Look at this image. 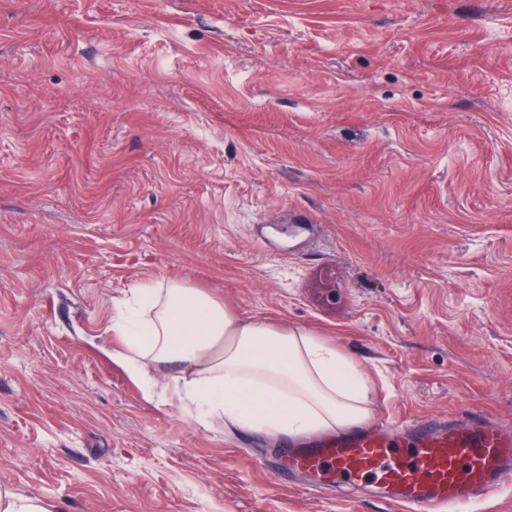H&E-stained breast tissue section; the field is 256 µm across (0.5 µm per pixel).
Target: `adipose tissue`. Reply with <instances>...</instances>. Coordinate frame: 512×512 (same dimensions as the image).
<instances>
[{
    "mask_svg": "<svg viewBox=\"0 0 512 512\" xmlns=\"http://www.w3.org/2000/svg\"><path fill=\"white\" fill-rule=\"evenodd\" d=\"M112 324L136 373L181 363L173 391L204 424L270 437L350 429L367 419L356 364L302 328L244 319L178 280L147 283Z\"/></svg>",
    "mask_w": 512,
    "mask_h": 512,
    "instance_id": "ef3b65f1",
    "label": "adipose tissue"
}]
</instances>
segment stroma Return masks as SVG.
Masks as SVG:
<instances>
[{"label": "stroma", "mask_w": 512, "mask_h": 512, "mask_svg": "<svg viewBox=\"0 0 512 512\" xmlns=\"http://www.w3.org/2000/svg\"><path fill=\"white\" fill-rule=\"evenodd\" d=\"M335 285L321 288L316 268ZM177 279L512 420V0H0V484L57 512H401L112 360Z\"/></svg>", "instance_id": "1"}]
</instances>
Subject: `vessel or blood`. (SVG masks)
<instances>
[{
  "mask_svg": "<svg viewBox=\"0 0 512 512\" xmlns=\"http://www.w3.org/2000/svg\"><path fill=\"white\" fill-rule=\"evenodd\" d=\"M307 491L370 485L405 512H466L512 486V422L469 410L451 418L387 415L347 434L282 451Z\"/></svg>",
  "mask_w": 512,
  "mask_h": 512,
  "instance_id": "1",
  "label": "vessel or blood"
}]
</instances>
